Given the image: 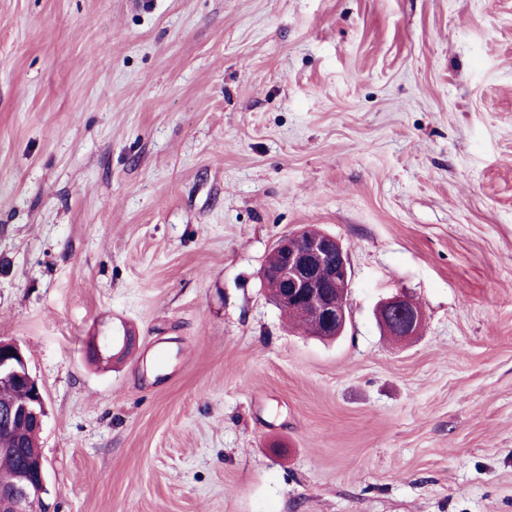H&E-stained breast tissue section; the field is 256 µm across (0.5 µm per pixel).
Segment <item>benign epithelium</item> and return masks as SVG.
Wrapping results in <instances>:
<instances>
[{
    "label": "benign epithelium",
    "instance_id": "obj_1",
    "mask_svg": "<svg viewBox=\"0 0 512 512\" xmlns=\"http://www.w3.org/2000/svg\"><path fill=\"white\" fill-rule=\"evenodd\" d=\"M277 260L260 269L263 282L277 281L282 290L272 302L280 310L294 308L314 321L311 335L340 336L350 317L348 294L351 269L348 255L336 236H312L302 228L282 236L274 246ZM378 321L387 336L405 341L418 336L424 325L422 308L406 293L383 301ZM24 381L32 387L28 403L0 410V425L15 430L30 423L42 429L46 401L32 376L19 344L0 340V383ZM46 492V466L42 451L28 458L13 485L0 491V512H38Z\"/></svg>",
    "mask_w": 512,
    "mask_h": 512
}]
</instances>
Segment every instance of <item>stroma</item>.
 Masks as SVG:
<instances>
[{
  "label": "stroma",
  "instance_id": "35a3bbf8",
  "mask_svg": "<svg viewBox=\"0 0 512 512\" xmlns=\"http://www.w3.org/2000/svg\"><path fill=\"white\" fill-rule=\"evenodd\" d=\"M306 225L332 342L259 276ZM0 339L44 512H512V0H0ZM308 233L302 228L282 236L273 248L277 260L264 262L260 278L264 283H281L276 296V284L268 282L266 288L291 323L310 336H341L350 317L348 255L336 236L316 229H308ZM288 308L313 320L312 332L309 321ZM377 317L386 335L394 341L419 336L425 320L422 308L404 292L383 301ZM24 381L32 387L30 396L24 382H15L0 386V424L10 430L23 428L31 423L28 441L37 444V430L41 431L46 416V401L38 384L32 376L25 355L19 344L12 340H0V383ZM30 397V399H29ZM29 399V400H28Z\"/></svg>",
  "mask_w": 512,
  "mask_h": 512
}]
</instances>
